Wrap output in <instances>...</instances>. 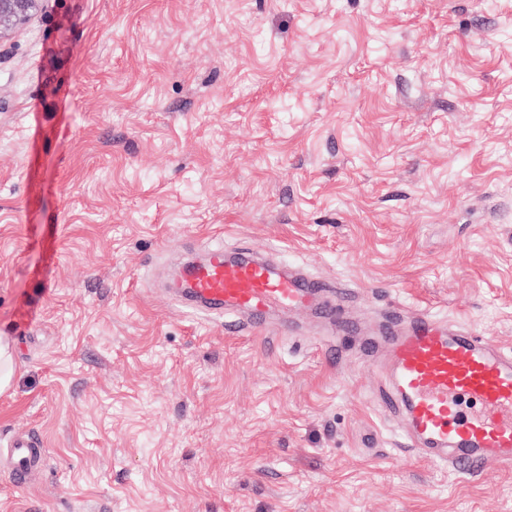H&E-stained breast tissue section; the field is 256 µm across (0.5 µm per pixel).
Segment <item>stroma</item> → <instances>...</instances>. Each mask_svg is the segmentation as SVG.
I'll return each instance as SVG.
<instances>
[{
    "label": "stroma",
    "mask_w": 512,
    "mask_h": 512,
    "mask_svg": "<svg viewBox=\"0 0 512 512\" xmlns=\"http://www.w3.org/2000/svg\"><path fill=\"white\" fill-rule=\"evenodd\" d=\"M215 245L512 351V0H34L0 26V512H512L403 448L303 310L169 286ZM44 449L31 484L4 462ZM15 374L11 343L0 336V390L8 388ZM12 460L9 467L10 477L16 485H26L43 460V451L39 443L24 437L14 440L12 444Z\"/></svg>",
    "instance_id": "35a3bbf8"
}]
</instances>
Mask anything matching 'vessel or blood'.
Listing matches in <instances>:
<instances>
[{
    "mask_svg": "<svg viewBox=\"0 0 512 512\" xmlns=\"http://www.w3.org/2000/svg\"><path fill=\"white\" fill-rule=\"evenodd\" d=\"M182 293L224 316L228 336L256 332L278 308L305 307L337 332L353 330L348 289L319 292L301 274L264 258L229 256L220 245L184 268ZM359 349L382 357L390 375L385 402L402 417L409 447L463 477L482 465L512 468V354L471 328L405 307L390 311L381 336ZM12 448L10 477L28 484L43 451L30 437Z\"/></svg>",
    "mask_w": 512,
    "mask_h": 512,
    "instance_id": "vessel-or-blood-1",
    "label": "vessel or blood"
}]
</instances>
